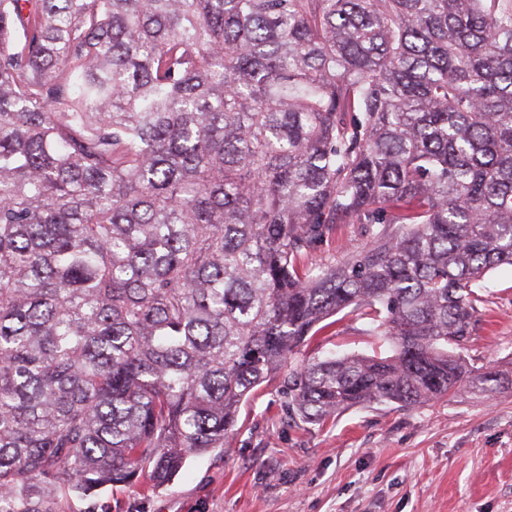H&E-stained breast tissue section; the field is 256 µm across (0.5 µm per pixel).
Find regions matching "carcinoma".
<instances>
[{
    "label": "carcinoma",
    "instance_id": "carcinoma-1",
    "mask_svg": "<svg viewBox=\"0 0 512 512\" xmlns=\"http://www.w3.org/2000/svg\"><path fill=\"white\" fill-rule=\"evenodd\" d=\"M505 264L512 0H0V512L170 485L348 308L391 354L302 421L492 398L448 346ZM369 239L362 224H338L336 233L318 246L313 260L326 265L337 264L364 248Z\"/></svg>",
    "mask_w": 512,
    "mask_h": 512
}]
</instances>
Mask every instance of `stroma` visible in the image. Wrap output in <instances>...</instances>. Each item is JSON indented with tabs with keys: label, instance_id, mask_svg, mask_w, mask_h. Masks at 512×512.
<instances>
[{
	"label": "stroma",
	"instance_id": "1",
	"mask_svg": "<svg viewBox=\"0 0 512 512\" xmlns=\"http://www.w3.org/2000/svg\"><path fill=\"white\" fill-rule=\"evenodd\" d=\"M368 241L362 225L340 224L313 259L332 265ZM479 296L460 354L477 368H512V266L490 271ZM387 350L345 311L291 363ZM283 379L258 387L226 445L190 458L167 488H104L107 512H512V390L364 405L321 426L289 417Z\"/></svg>",
	"mask_w": 512,
	"mask_h": 512
}]
</instances>
